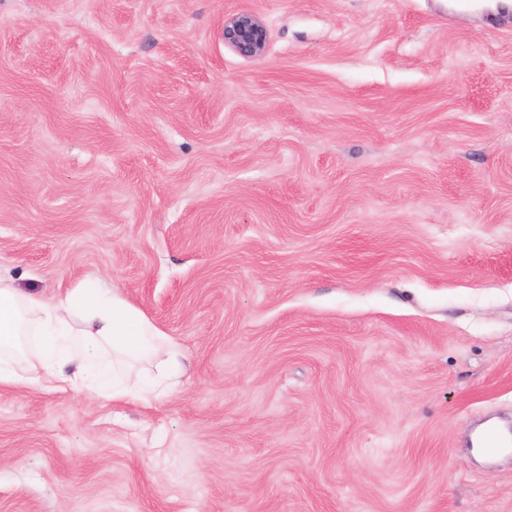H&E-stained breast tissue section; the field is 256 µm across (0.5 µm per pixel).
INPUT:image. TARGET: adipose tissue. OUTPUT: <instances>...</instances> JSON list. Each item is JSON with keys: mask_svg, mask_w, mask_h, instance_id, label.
Listing matches in <instances>:
<instances>
[{"mask_svg": "<svg viewBox=\"0 0 512 512\" xmlns=\"http://www.w3.org/2000/svg\"><path fill=\"white\" fill-rule=\"evenodd\" d=\"M182 372L170 336L115 289L81 283L48 297L0 277V388L148 405Z\"/></svg>", "mask_w": 512, "mask_h": 512, "instance_id": "1", "label": "adipose tissue"}]
</instances>
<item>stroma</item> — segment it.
<instances>
[{
  "instance_id": "1",
  "label": "stroma",
  "mask_w": 512,
  "mask_h": 512,
  "mask_svg": "<svg viewBox=\"0 0 512 512\" xmlns=\"http://www.w3.org/2000/svg\"><path fill=\"white\" fill-rule=\"evenodd\" d=\"M0 273L102 280L186 367L0 389V512H512L466 446L512 420V15L0 0ZM268 29L264 22L251 12H238L224 19V43L246 58L264 55Z\"/></svg>"
}]
</instances>
